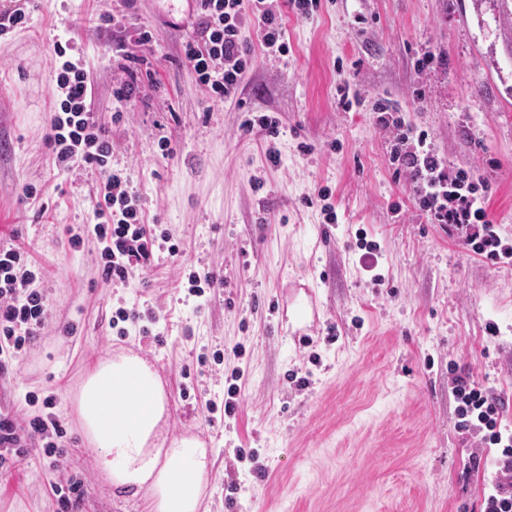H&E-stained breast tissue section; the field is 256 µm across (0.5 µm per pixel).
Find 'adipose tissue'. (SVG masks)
<instances>
[{
    "label": "adipose tissue",
    "instance_id": "1",
    "mask_svg": "<svg viewBox=\"0 0 512 512\" xmlns=\"http://www.w3.org/2000/svg\"><path fill=\"white\" fill-rule=\"evenodd\" d=\"M76 409L99 470L115 490L145 492L148 512H202L207 450L192 437L159 444L167 397L145 361L133 354L98 361Z\"/></svg>",
    "mask_w": 512,
    "mask_h": 512
}]
</instances>
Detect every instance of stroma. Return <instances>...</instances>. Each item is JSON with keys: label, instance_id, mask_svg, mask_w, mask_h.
<instances>
[{"label": "stroma", "instance_id": "obj_1", "mask_svg": "<svg viewBox=\"0 0 512 512\" xmlns=\"http://www.w3.org/2000/svg\"><path fill=\"white\" fill-rule=\"evenodd\" d=\"M26 7L0 37V246L40 267L48 322L0 375V411L24 422L51 399L66 433L59 466L36 440L0 470V512H60L70 479L85 483L74 512H145V496L104 481L73 406L96 362L121 352L165 385L163 437L208 449L209 512H481L493 473L456 427L450 378L469 370L512 429V258L490 262L429 222L372 105L388 100L403 128L489 184L488 218L512 248V25L499 0H321L284 15L287 54L255 52L227 102L183 61L188 0ZM58 42L88 75L113 166L179 247L117 288L86 235L102 175L58 171L47 141ZM121 53L149 61L132 102L116 100ZM261 115L279 123L276 167L241 129ZM203 268L221 283L196 297L188 278ZM121 307L143 320L113 328Z\"/></svg>", "mask_w": 512, "mask_h": 512}]
</instances>
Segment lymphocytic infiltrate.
Instances as JSON below:
<instances>
[{
    "mask_svg": "<svg viewBox=\"0 0 512 512\" xmlns=\"http://www.w3.org/2000/svg\"><path fill=\"white\" fill-rule=\"evenodd\" d=\"M198 19L194 38L184 48L186 64L213 99L225 102L237 96L253 61L252 50L242 36L245 14H252L265 54L288 51L282 23L283 10L309 15L318 0H197ZM62 63L56 70L60 96L47 136L53 161L61 170L77 164L97 167L104 175L96 205L99 221L92 228L101 241V277L107 284L126 282L137 268L147 264L156 238L144 221L140 198L130 192L126 171L111 169L112 144L92 111L88 76L79 63L69 60L67 48L56 45ZM400 148L392 162L408 173L420 209L435 224L464 230L465 243L484 258L496 261L511 254L502 248L477 187L466 172L453 169L429 148L426 135L400 132ZM40 269L27 253L16 247H0V373L7 360L39 335L47 324L44 294L31 284ZM452 394L457 426L463 434L478 435L482 444L496 447L485 463L494 477L483 495V512H512V431L500 429V405L490 391L466 371L454 372ZM64 431L55 413L49 412L19 425L13 415L0 412V467L20 456L33 440L41 441L47 456H60L56 440Z\"/></svg>",
    "mask_w": 512,
    "mask_h": 512,
    "instance_id": "obj_1",
    "label": "lymphocytic infiltrate"
}]
</instances>
